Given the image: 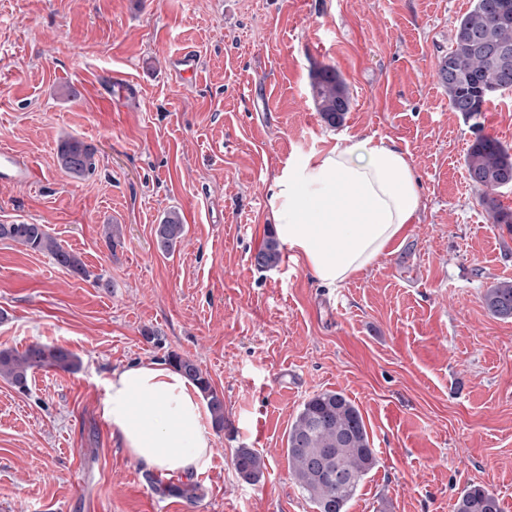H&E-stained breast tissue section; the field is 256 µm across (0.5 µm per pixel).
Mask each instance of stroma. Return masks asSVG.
I'll use <instances>...</instances> for the list:
<instances>
[{
  "label": "stroma",
  "mask_w": 512,
  "mask_h": 512,
  "mask_svg": "<svg viewBox=\"0 0 512 512\" xmlns=\"http://www.w3.org/2000/svg\"><path fill=\"white\" fill-rule=\"evenodd\" d=\"M473 0H0V148L34 167L0 184V224L47 225L91 279L0 240V349L61 346L76 371L0 378V512H315L288 472V429L314 393L360 409L377 465L348 512H453L480 486L512 512V321L487 288L512 280V232L492 224L464 159L478 136L512 149V92L452 111L438 64ZM195 49L181 78L172 62ZM334 67L350 107L329 127L313 77ZM96 146L75 180L59 141ZM389 137L422 195L374 264L320 285L283 251L254 256L284 164ZM186 226L156 248L169 210ZM100 283H93V276ZM224 397L193 503L157 493L100 413L112 370L169 353ZM265 458L259 483L236 449ZM232 463L236 473L246 482L255 484L263 477L265 460L252 448L237 449Z\"/></svg>",
  "instance_id": "1"
}]
</instances>
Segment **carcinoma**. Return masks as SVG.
<instances>
[{
    "mask_svg": "<svg viewBox=\"0 0 512 512\" xmlns=\"http://www.w3.org/2000/svg\"><path fill=\"white\" fill-rule=\"evenodd\" d=\"M512 0H474L471 10L457 19L454 40L441 57L439 75L448 91L453 111L474 116L491 95L512 90V17L501 18ZM313 97L324 121L334 127L348 111L350 100L336 70L319 69L312 83ZM97 148L69 137L57 145L60 168L73 179H86L96 170ZM472 188L479 194L494 224L512 232V212L501 207L500 189L512 185V153L499 141L478 137L465 157ZM185 224L179 212H167L156 228L157 248L168 253L181 241ZM0 239H9L33 251L47 252L57 265L73 274L90 277L81 259L65 250L44 224L24 222L0 224ZM281 260L280 243L269 235L254 256L255 265L271 268ZM487 310L496 318L512 320V281H500L484 294ZM171 366L193 382L207 401L213 424L224 428V397L208 373L188 357L168 355ZM76 366L74 355L57 346L32 343L24 350H0V378L24 390L31 374L44 368L69 372ZM288 469L296 485L317 512H347L362 482L376 465V456L359 408L343 393L322 391L306 400L288 429ZM236 473L249 483L263 477L265 460L252 448L237 449L233 460ZM155 490L187 501L199 497V486L188 482L158 484ZM455 512H499L497 498L481 487L465 489Z\"/></svg>",
    "mask_w": 512,
    "mask_h": 512,
    "instance_id": "obj_1",
    "label": "carcinoma"
}]
</instances>
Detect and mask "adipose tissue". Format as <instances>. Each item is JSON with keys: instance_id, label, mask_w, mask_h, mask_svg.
I'll list each match as a JSON object with an SVG mask.
<instances>
[{"instance_id": "adipose-tissue-1", "label": "adipose tissue", "mask_w": 512, "mask_h": 512, "mask_svg": "<svg viewBox=\"0 0 512 512\" xmlns=\"http://www.w3.org/2000/svg\"><path fill=\"white\" fill-rule=\"evenodd\" d=\"M420 205L411 165L387 137L354 139L285 165L270 197L279 240L328 286L372 265ZM100 410L144 470L191 477L209 467L207 405L198 388L166 364L113 370Z\"/></svg>"}]
</instances>
